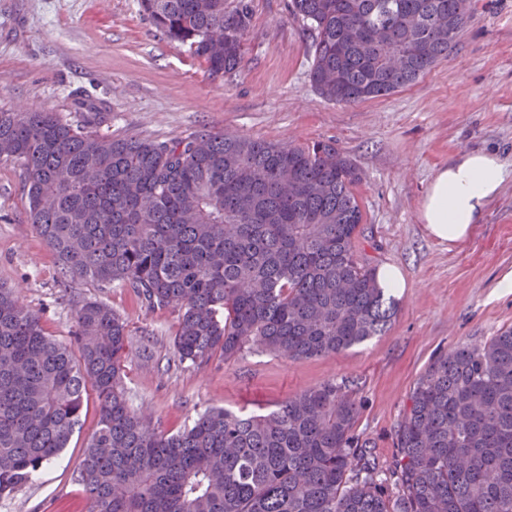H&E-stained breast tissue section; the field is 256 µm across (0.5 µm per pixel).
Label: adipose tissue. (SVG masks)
<instances>
[{
    "label": "adipose tissue",
    "mask_w": 512,
    "mask_h": 512,
    "mask_svg": "<svg viewBox=\"0 0 512 512\" xmlns=\"http://www.w3.org/2000/svg\"><path fill=\"white\" fill-rule=\"evenodd\" d=\"M508 173L506 164L492 152H471L441 167L419 209L428 234L451 245L465 241Z\"/></svg>",
    "instance_id": "1"
}]
</instances>
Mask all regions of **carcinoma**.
Instances as JSON below:
<instances>
[{
  "instance_id": "1",
  "label": "carcinoma",
  "mask_w": 512,
  "mask_h": 512,
  "mask_svg": "<svg viewBox=\"0 0 512 512\" xmlns=\"http://www.w3.org/2000/svg\"><path fill=\"white\" fill-rule=\"evenodd\" d=\"M168 39L219 78L236 71L251 0H139ZM313 35L309 72L331 102L388 96L448 57L468 0H289ZM78 119L0 111V157L23 169L30 223L63 274L131 289L178 313L195 368L258 347L290 361L381 335L395 299L359 254L361 173L332 141L199 131L114 139L88 95ZM127 324L87 300L74 340L45 334L0 285V497L30 482L100 411L80 482L89 512H512V328L442 353L418 378L385 468L354 427L344 382L264 415L212 407L173 433L128 406Z\"/></svg>"
}]
</instances>
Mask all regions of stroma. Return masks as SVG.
I'll return each mask as SVG.
<instances>
[{"label": "stroma", "mask_w": 512, "mask_h": 512, "mask_svg": "<svg viewBox=\"0 0 512 512\" xmlns=\"http://www.w3.org/2000/svg\"><path fill=\"white\" fill-rule=\"evenodd\" d=\"M288 0H252L241 67L212 78L170 42L138 0H0V109L44 105L74 117L87 90L109 114L97 132L170 140L200 130L295 143L330 140L360 168L364 221L358 248L372 267L398 266L407 287L388 331L340 354L289 361L259 350L179 362L177 315L148 310L131 289L62 276L27 213L22 169L0 160V284L16 289L46 335L70 341L84 301L127 323L123 385L130 408L161 431L211 406L262 413L330 379H347L362 403L355 432L390 464L395 430L421 374L439 352L512 328V174L480 224L455 246L433 239L419 205L436 169L473 151L498 153L512 171V0H470L472 22L455 49L416 82L351 104L312 87V34ZM99 407L88 395L81 428L34 483L0 499V512H87L78 480Z\"/></svg>", "instance_id": "35a3bbf8"}]
</instances>
